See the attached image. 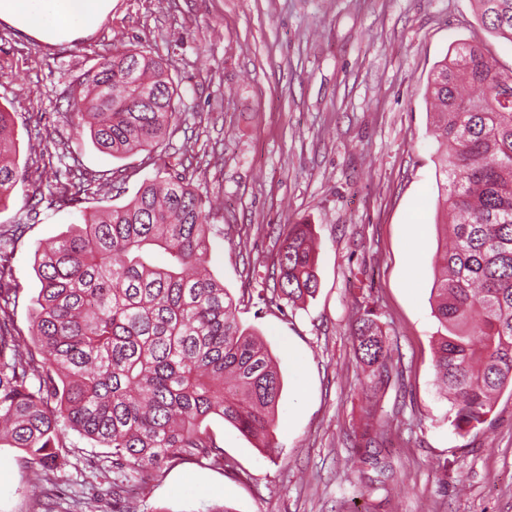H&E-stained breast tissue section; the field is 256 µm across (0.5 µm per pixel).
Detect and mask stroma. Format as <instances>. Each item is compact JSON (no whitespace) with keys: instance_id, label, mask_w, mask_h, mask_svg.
I'll list each match as a JSON object with an SVG mask.
<instances>
[{"instance_id":"35a3bbf8","label":"stroma","mask_w":512,"mask_h":512,"mask_svg":"<svg viewBox=\"0 0 512 512\" xmlns=\"http://www.w3.org/2000/svg\"><path fill=\"white\" fill-rule=\"evenodd\" d=\"M464 41L512 68V42L484 29L473 0H112L95 31L55 44L0 21V104L15 114L28 175L0 208V230L26 227L9 256L17 327L28 330L39 288L35 249L72 221L50 193L65 171L127 173L124 193L85 197L92 211L125 204L162 163L179 162L219 205L209 269L279 362L280 454L264 457L212 418L227 467L176 461L134 491L139 512H512V394L461 437L435 384L431 288L444 230L425 92ZM137 42L163 59L179 94V131L158 160L112 158L72 124L78 80ZM300 222L317 235L319 290L280 310L259 295L274 286L284 225ZM367 308L403 369L379 387L351 337ZM373 412L391 424L381 489L350 446ZM61 439L56 512L86 496L113 512L109 449L66 426ZM34 485L22 451L0 447V512H31Z\"/></svg>"}]
</instances>
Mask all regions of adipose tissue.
<instances>
[{
	"label": "adipose tissue",
	"instance_id": "1",
	"mask_svg": "<svg viewBox=\"0 0 512 512\" xmlns=\"http://www.w3.org/2000/svg\"><path fill=\"white\" fill-rule=\"evenodd\" d=\"M112 0H0V21L44 43L95 30Z\"/></svg>",
	"mask_w": 512,
	"mask_h": 512
}]
</instances>
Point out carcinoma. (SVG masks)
<instances>
[{
    "mask_svg": "<svg viewBox=\"0 0 512 512\" xmlns=\"http://www.w3.org/2000/svg\"><path fill=\"white\" fill-rule=\"evenodd\" d=\"M492 33L512 42V0H476ZM177 87L163 60L136 46L116 49L72 90L73 122L101 152L122 159L156 151L176 131ZM444 176L439 206L458 216L451 247L436 255L433 316L437 380L461 437L487 421L512 391V71L461 42L427 87ZM12 115L0 108V206L27 181L16 160ZM91 180L57 182L53 195L81 203ZM209 200L185 172L142 182L124 205L79 210V223L34 253L40 288L25 336L11 319L18 288L7 248L25 232L0 234V446L27 454L40 493L62 469L60 425L112 449V495L178 460L224 465L207 421L218 416L278 452L274 432L283 388L257 331L206 264ZM313 226L287 224L277 283L281 306L318 290ZM355 351L374 386L401 372L371 310L352 326ZM39 379L34 386L32 378ZM387 423L366 424V447Z\"/></svg>",
    "mask_w": 512,
    "mask_h": 512,
    "instance_id": "carcinoma-1",
    "label": "carcinoma"
}]
</instances>
